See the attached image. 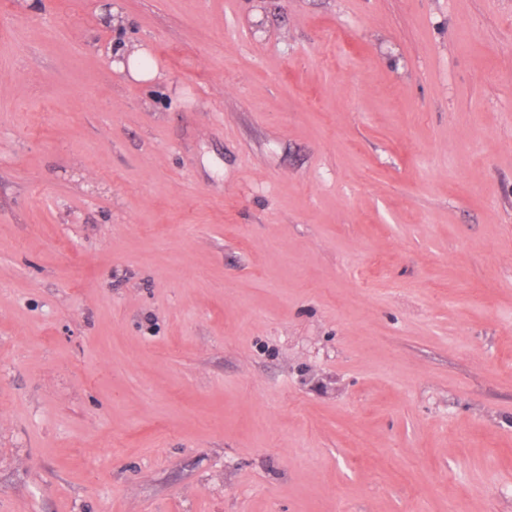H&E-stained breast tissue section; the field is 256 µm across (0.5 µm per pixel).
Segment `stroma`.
I'll return each mask as SVG.
<instances>
[{"mask_svg": "<svg viewBox=\"0 0 512 512\" xmlns=\"http://www.w3.org/2000/svg\"><path fill=\"white\" fill-rule=\"evenodd\" d=\"M37 2L0 512H512V0ZM128 57V71L132 78L139 81H150L155 78L157 72L153 67H145L143 64L146 53L144 49L135 46L131 51L124 53Z\"/></svg>", "mask_w": 512, "mask_h": 512, "instance_id": "obj_1", "label": "stroma"}]
</instances>
